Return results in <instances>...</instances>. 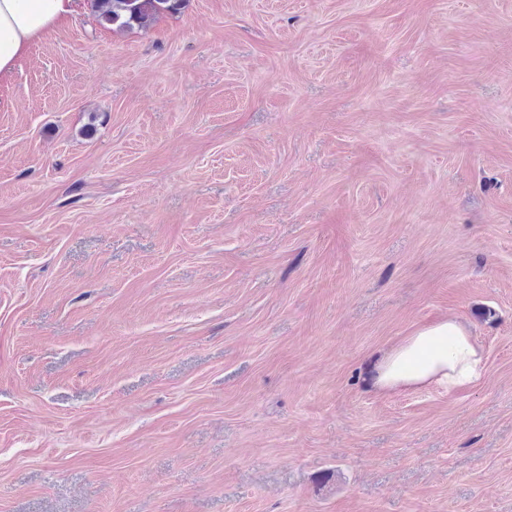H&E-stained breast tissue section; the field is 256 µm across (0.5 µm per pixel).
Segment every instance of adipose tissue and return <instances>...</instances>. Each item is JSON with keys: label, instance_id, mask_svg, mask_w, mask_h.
<instances>
[{"label": "adipose tissue", "instance_id": "ef3b65f1", "mask_svg": "<svg viewBox=\"0 0 512 512\" xmlns=\"http://www.w3.org/2000/svg\"><path fill=\"white\" fill-rule=\"evenodd\" d=\"M73 12V0H0V78L53 25ZM486 370L484 349L466 324L444 318L413 330L375 368L373 384L383 393L406 394L436 387L448 392L478 383Z\"/></svg>", "mask_w": 512, "mask_h": 512}]
</instances>
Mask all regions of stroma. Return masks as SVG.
Listing matches in <instances>:
<instances>
[{"label":"stroma","instance_id":"35a3bbf8","mask_svg":"<svg viewBox=\"0 0 512 512\" xmlns=\"http://www.w3.org/2000/svg\"><path fill=\"white\" fill-rule=\"evenodd\" d=\"M448 315L482 381L369 386ZM0 512H512V0H76L0 79ZM184 0H93L100 25L112 29L146 28L157 16L180 12Z\"/></svg>","mask_w":512,"mask_h":512}]
</instances>
